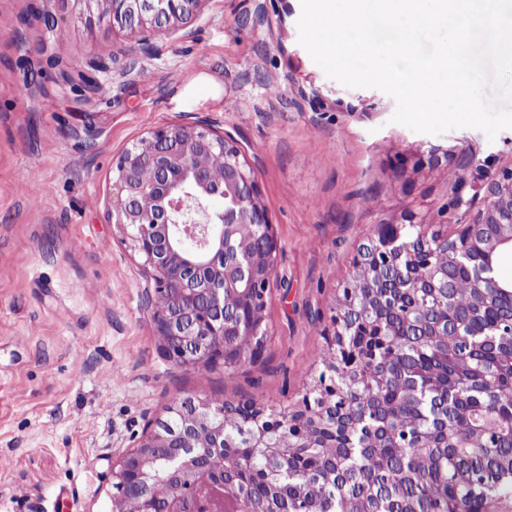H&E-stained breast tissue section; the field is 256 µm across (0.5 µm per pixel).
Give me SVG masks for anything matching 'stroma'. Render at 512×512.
<instances>
[{
	"mask_svg": "<svg viewBox=\"0 0 512 512\" xmlns=\"http://www.w3.org/2000/svg\"><path fill=\"white\" fill-rule=\"evenodd\" d=\"M35 3L57 28L19 24ZM300 15V0H203L191 38L152 39L100 20L95 0H0V512H109L113 462L174 399L293 409L377 221L415 214L452 236L439 211L461 160L477 178L512 163V128L419 133L387 93L329 78ZM53 56L100 92L84 100ZM190 116L237 140L280 244L263 354L230 372L162 353L109 218L115 158Z\"/></svg>",
	"mask_w": 512,
	"mask_h": 512,
	"instance_id": "stroma-1",
	"label": "stroma"
}]
</instances>
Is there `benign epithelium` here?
I'll use <instances>...</instances> for the list:
<instances>
[{
    "label": "benign epithelium",
    "mask_w": 512,
    "mask_h": 512,
    "mask_svg": "<svg viewBox=\"0 0 512 512\" xmlns=\"http://www.w3.org/2000/svg\"><path fill=\"white\" fill-rule=\"evenodd\" d=\"M101 17L120 28L169 36L186 24L203 0H96ZM224 155V177H214L208 158ZM470 162L455 171V195L440 210L454 216L459 231L443 240L448 263L426 274L431 240L422 233L425 220L414 215L378 221L379 231L361 247L342 289L335 317L336 357L314 396L284 415H267L253 403L233 407L247 429L248 443L268 460V470L247 469L242 461L217 471L211 457L232 455L224 442V417L208 398L187 397L172 403L167 415L150 423L136 446L113 463L110 512H126L130 500L141 512H241L238 487L248 478L281 492L279 475L297 448H316L326 433L339 434L348 448L381 447L377 435L388 430L391 407L377 401L355 409H336L342 385L337 378L382 355L384 375L390 357L384 343L357 341L359 336H394L397 307L406 297L432 296L433 318L420 322L401 316L402 329L439 343L451 354L458 336L485 346L499 343L500 363L512 365V304L495 323L487 320L494 299L512 301V281L499 277L500 265L512 257V165L470 182ZM112 224L121 240L142 260L152 288V319L164 355L190 368L221 364L233 369L260 359L263 342L247 353L234 345L238 336L265 335L266 296L277 279L280 246L263 204L252 168L231 138L197 118L158 126L125 149L113 165ZM468 274L472 302L465 315L448 324V289ZM370 304L356 306L354 285ZM399 408L421 412L429 396L448 387L424 373L400 379ZM448 428L430 431L425 446H449ZM170 486L161 504L151 491L159 481Z\"/></svg>",
    "instance_id": "7a95c632"
}]
</instances>
